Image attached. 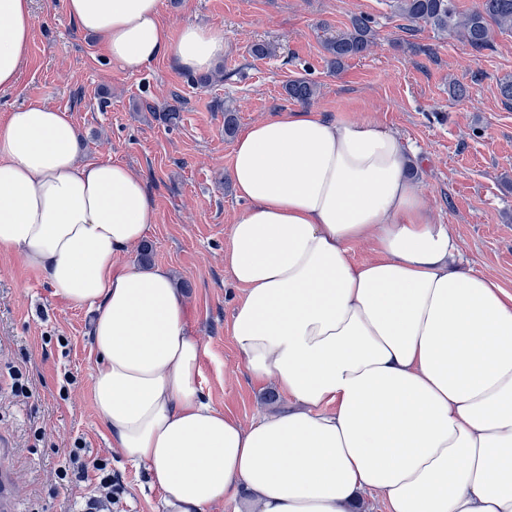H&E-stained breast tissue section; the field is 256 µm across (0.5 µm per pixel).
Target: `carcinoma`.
I'll list each match as a JSON object with an SVG mask.
<instances>
[{
  "label": "carcinoma",
  "mask_w": 512,
  "mask_h": 512,
  "mask_svg": "<svg viewBox=\"0 0 512 512\" xmlns=\"http://www.w3.org/2000/svg\"><path fill=\"white\" fill-rule=\"evenodd\" d=\"M395 12L412 25H428L452 34L475 50L490 46L494 29L512 31V0H482L469 13L457 10L455 0H396ZM375 41L369 18L354 16L350 26L327 42L332 65L341 68L345 61L367 54ZM285 92L301 104H309L317 94L313 83L305 79L290 81Z\"/></svg>",
  "instance_id": "1"
}]
</instances>
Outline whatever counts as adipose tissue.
<instances>
[{"label":"adipose tissue","instance_id":"obj_1","mask_svg":"<svg viewBox=\"0 0 512 512\" xmlns=\"http://www.w3.org/2000/svg\"><path fill=\"white\" fill-rule=\"evenodd\" d=\"M33 0H0V89L34 28ZM109 60L163 55L209 71L224 32L172 35L161 0H64ZM408 148L373 122L284 112L234 144L248 206L224 243L245 293L230 323L250 375L288 404L244 424L205 401V354L167 267L121 262L156 223L130 168L80 162L67 111L42 101L0 126V252L85 309L96 410L145 467L162 512H512V291L463 259L409 174ZM370 244L357 263L350 248Z\"/></svg>","mask_w":512,"mask_h":512}]
</instances>
